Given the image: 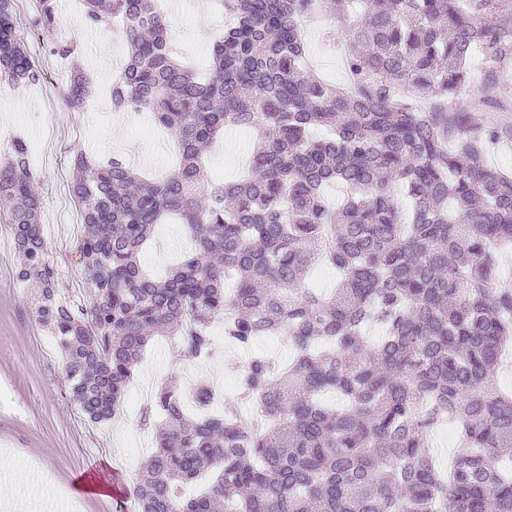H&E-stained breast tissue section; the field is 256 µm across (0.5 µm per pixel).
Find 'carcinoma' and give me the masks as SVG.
Returning a JSON list of instances; mask_svg holds the SVG:
<instances>
[{
	"label": "carcinoma",
	"instance_id": "1",
	"mask_svg": "<svg viewBox=\"0 0 512 512\" xmlns=\"http://www.w3.org/2000/svg\"><path fill=\"white\" fill-rule=\"evenodd\" d=\"M18 0H0V80L36 81ZM49 35L56 0H32ZM95 28L122 22L128 47L112 83L119 108L145 110L181 154L147 181L126 161L77 153L71 194L79 249L95 291L62 299L48 260L42 208L22 140L0 166V224L21 258L36 321L64 356L70 396L93 423L120 413L147 344L175 341L209 357L212 325L249 349L288 337V364L254 355L238 395L267 421L242 424L237 405L189 418L213 386H162L138 415L155 449L132 490L134 512H512V392L498 387L512 349V172L485 163L512 124L472 121L459 95L476 86L512 112V0H223L232 20L199 79L171 50L154 0H83ZM347 38L350 85L307 69L298 24L316 7ZM481 58L479 75L472 60ZM89 94L74 73L63 92ZM256 130L246 178L209 185L201 157L224 129ZM350 193L332 207L325 187ZM193 249L168 277L139 251L171 216ZM315 265L341 278L328 294L303 287ZM384 336L370 343L364 325ZM327 390L339 408L322 403ZM455 424L452 467L435 462L437 418Z\"/></svg>",
	"mask_w": 512,
	"mask_h": 512
}]
</instances>
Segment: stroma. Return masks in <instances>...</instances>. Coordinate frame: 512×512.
Instances as JSON below:
<instances>
[{
  "label": "stroma",
  "mask_w": 512,
  "mask_h": 512,
  "mask_svg": "<svg viewBox=\"0 0 512 512\" xmlns=\"http://www.w3.org/2000/svg\"><path fill=\"white\" fill-rule=\"evenodd\" d=\"M163 11L182 61L207 73L210 50L224 34L225 12L211 0H165ZM57 40L76 45L75 54H53ZM29 53L43 74L40 81H0V163L14 140L40 145L39 154L30 155L29 161L44 200L40 222L49 258L62 297L84 305L91 300L92 288L77 248L83 225L70 195L74 153L83 152L94 161L120 157L138 173L161 179L177 168L178 150L171 137L158 141L143 136L138 114L113 108V75L125 57L126 43L113 37L111 29L87 25L81 0H58L54 37L30 45ZM76 65L88 75L91 92L74 109L62 101L60 91ZM255 138V132L245 128L224 131L202 160L208 181L217 185L244 176V160ZM189 247L184 226L170 218L157 226L139 260L148 273L161 276ZM19 263L12 235L0 224V448L12 449L11 467L53 479L72 473L102 494L129 500L154 447L152 434L138 424L136 391H154L169 383L183 388L204 379L234 395L231 374L242 361L241 350L225 341L219 322L213 325L218 353L208 361L181 359L173 341L155 338L127 387L126 420L90 422L69 397L63 356L33 316L30 293L17 278Z\"/></svg>",
  "instance_id": "obj_1"
}]
</instances>
